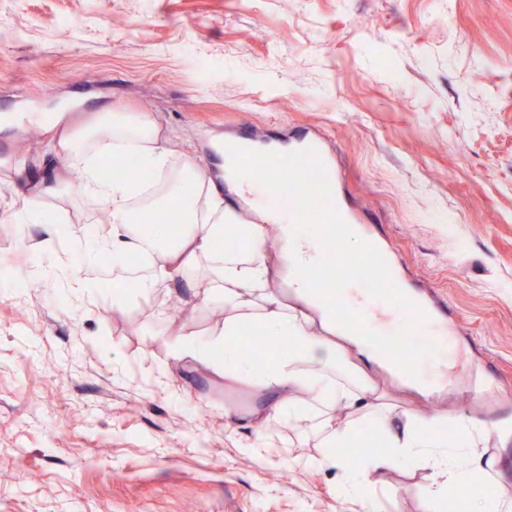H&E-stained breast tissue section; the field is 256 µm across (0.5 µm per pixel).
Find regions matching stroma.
Here are the masks:
<instances>
[{
    "mask_svg": "<svg viewBox=\"0 0 512 512\" xmlns=\"http://www.w3.org/2000/svg\"><path fill=\"white\" fill-rule=\"evenodd\" d=\"M111 109L153 113L216 179L240 131L319 134L400 278L437 301L439 327L406 337L420 374L447 360L440 402L512 419V0H0V114ZM50 137L1 127L0 157L51 162ZM53 205L65 238L34 250L43 227L11 224L0 168V512H363L312 465L315 431L274 420L253 447L238 417L260 397L174 353L172 334L224 328L205 261L113 312L111 269L86 266L92 293L63 276L98 205ZM378 382L401 408L440 403ZM425 483L391 472L381 512H424Z\"/></svg>",
    "mask_w": 512,
    "mask_h": 512,
    "instance_id": "1",
    "label": "stroma"
}]
</instances>
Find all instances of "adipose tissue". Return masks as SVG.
I'll return each mask as SVG.
<instances>
[{"instance_id":"adipose-tissue-1","label":"adipose tissue","mask_w":512,"mask_h":512,"mask_svg":"<svg viewBox=\"0 0 512 512\" xmlns=\"http://www.w3.org/2000/svg\"><path fill=\"white\" fill-rule=\"evenodd\" d=\"M5 122L23 129L51 125V152L58 163L51 179L39 181L27 157L6 162L22 203L13 223H40L48 238L58 237L48 201L70 188L94 200L107 216L105 227L91 233L79 266L68 271L72 287L94 288V280L82 276L80 269L103 255L114 270L134 271L136 292L144 297L170 273L187 269L199 258L208 260L211 293L224 307V328L202 341L176 334L172 343L225 382L246 383L263 394V405L243 420L255 429L257 439L265 438L273 419L299 427L315 425L322 448L317 465L331 471L339 499L360 497L366 512H378L373 490L383 475L402 469L429 471L423 489L428 512L446 500L449 486L472 480L498 488L499 494L489 501L473 500L469 512H512L504 469L490 470L483 464L488 440L496 441L498 452L512 448V421L489 428L444 412L395 418L376 391L375 373L386 371L404 387L428 397L442 391L446 366H439L437 377L426 381L415 359L399 362L378 352L372 335L380 330L386 308L358 288L350 275L338 278L333 296L320 295L317 285L330 239L322 227L307 230L290 223L287 206L275 194L256 191L254 183L262 178L258 170L242 168L228 175L248 202L247 211L240 212L225 206L198 164H174V150L152 113L101 112L78 125L68 112L51 120L40 112H21ZM125 154L133 155L140 170L152 176L148 187L101 176L104 159ZM157 209L183 224L178 239H170L162 224L151 226L145 235L137 230L140 214ZM235 232L247 237L248 249L223 247L224 238ZM273 250L291 289L286 296L270 283L268 255ZM343 305L369 309L366 335L344 334L336 319ZM254 326L282 344L260 367L236 348L244 329ZM449 419L454 422L450 431L444 427ZM364 424L374 430L382 451L355 466L337 451L349 447Z\"/></svg>"}]
</instances>
